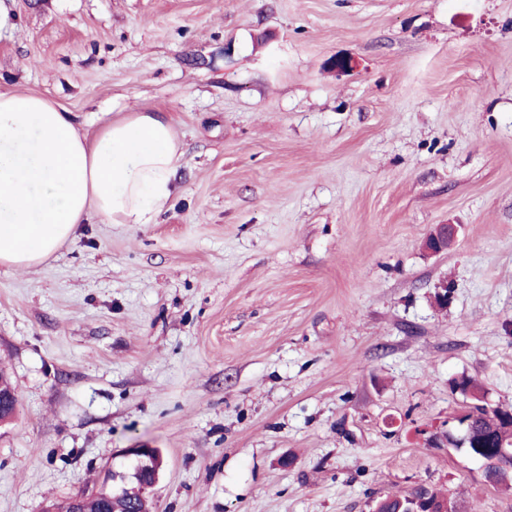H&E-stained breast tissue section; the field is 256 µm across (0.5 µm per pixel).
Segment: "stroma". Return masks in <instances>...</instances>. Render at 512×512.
Masks as SVG:
<instances>
[{"label":"stroma","instance_id":"35a3bbf8","mask_svg":"<svg viewBox=\"0 0 512 512\" xmlns=\"http://www.w3.org/2000/svg\"><path fill=\"white\" fill-rule=\"evenodd\" d=\"M14 8L0 91L91 134L157 108L186 153L158 223L0 265V512L98 488L136 443L165 460L151 512H372L419 485L512 512L423 435L462 377L512 410V0ZM439 224L458 240L426 255Z\"/></svg>","mask_w":512,"mask_h":512}]
</instances>
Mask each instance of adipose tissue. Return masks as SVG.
I'll list each match as a JSON object with an SVG mask.
<instances>
[{"mask_svg":"<svg viewBox=\"0 0 512 512\" xmlns=\"http://www.w3.org/2000/svg\"><path fill=\"white\" fill-rule=\"evenodd\" d=\"M183 157L158 110L125 113L90 137L45 96L0 92V265L39 264L81 224L156 223Z\"/></svg>","mask_w":512,"mask_h":512,"instance_id":"1","label":"adipose tissue"}]
</instances>
